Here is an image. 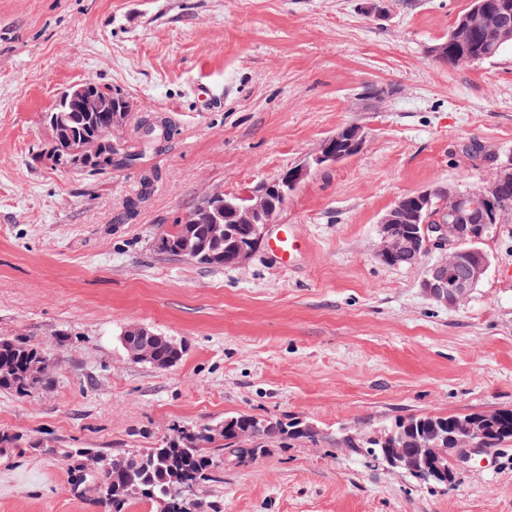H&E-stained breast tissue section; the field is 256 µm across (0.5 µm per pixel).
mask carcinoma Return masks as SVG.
<instances>
[{"instance_id":"1","label":"carcinoma","mask_w":512,"mask_h":512,"mask_svg":"<svg viewBox=\"0 0 512 512\" xmlns=\"http://www.w3.org/2000/svg\"><path fill=\"white\" fill-rule=\"evenodd\" d=\"M483 10L468 18L466 8L456 18L448 39L436 45L442 49L438 62L451 68L469 67L489 62L512 46V0H471ZM49 122L51 139L59 141L66 129L76 139L96 136L108 122L106 112H55ZM470 221L480 224L491 215L494 223L503 224L512 213V186L503 188L490 201L477 196L470 199ZM252 206L246 195L221 194L210 204H200L196 223L180 219L164 230L157 249L171 256H183L184 247L194 252L187 258L210 267L237 264L241 250L254 251L253 225L244 223ZM183 357V350L170 341L157 349L150 367L166 372ZM59 360L46 351L18 338H0V390L27 396L49 384L47 378L33 375V366ZM474 424L479 429L476 441L485 448H495L512 441V409L472 412L464 416L411 415L401 418L378 435L356 433L343 437L340 444L353 455L381 452L383 448H416L423 441L441 448H455L463 437V427ZM305 439L319 442V433L311 426L289 420H269L254 415L237 414L224 418L222 429L180 430L173 438L144 452L99 453L98 476L93 490L106 512H125L133 499L151 501L160 512H193V504L182 499L178 489L184 484L195 487L212 481L217 456L233 452L244 463L264 453L274 440Z\"/></svg>"}]
</instances>
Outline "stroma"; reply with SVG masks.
I'll return each instance as SVG.
<instances>
[{"mask_svg": "<svg viewBox=\"0 0 512 512\" xmlns=\"http://www.w3.org/2000/svg\"><path fill=\"white\" fill-rule=\"evenodd\" d=\"M470 0H0V337L51 350L50 385L0 391V512H104L71 452L158 446L224 417H298L322 435L223 460L200 491L222 512H512V444L430 485L349 455L346 433L412 414L512 409V218L483 244L484 278L455 307L420 265L375 255L404 195L476 187L512 155V48L451 68L431 48ZM122 90L166 117L165 142L100 175L36 162L68 86ZM347 126L365 148L312 171L257 249L212 268L159 254V234L212 191L245 193ZM483 148L469 158L470 142ZM181 343L159 373L126 327ZM299 246L300 241L291 229L276 235L268 243L269 251L277 255L283 262L289 260ZM141 331V335L144 336H125L129 332L128 329L122 331L120 336H123V345L131 360L148 362L153 358L155 346L165 340L163 336L151 333L146 329H141Z\"/></svg>", "mask_w": 512, "mask_h": 512, "instance_id": "obj_1", "label": "stroma"}]
</instances>
